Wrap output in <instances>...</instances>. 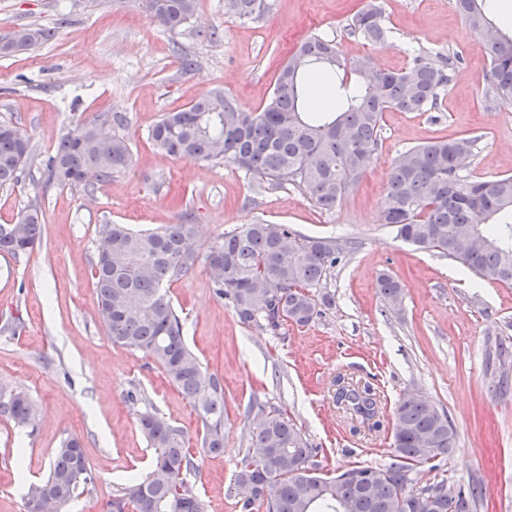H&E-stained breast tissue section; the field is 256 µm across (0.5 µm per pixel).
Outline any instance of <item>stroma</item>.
Segmentation results:
<instances>
[{
    "instance_id": "stroma-1",
    "label": "stroma",
    "mask_w": 512,
    "mask_h": 512,
    "mask_svg": "<svg viewBox=\"0 0 512 512\" xmlns=\"http://www.w3.org/2000/svg\"><path fill=\"white\" fill-rule=\"evenodd\" d=\"M267 2L252 20L230 13L224 0H199L190 27L171 32L139 0H0V42L27 26L54 33L32 51L0 54V122L22 127L34 149L20 182L0 187V224L36 204L45 225L29 255L0 254V383L27 393L41 411L32 434L0 418V512H26L25 486L47 472L67 436L81 440L100 481L63 512H106L113 487L144 473L153 455L126 398L135 385L185 431L191 452L200 449L193 406L144 353L112 344L99 321L91 276L99 225L192 224L203 248L257 222L355 246L326 278L333 305L309 325L274 333L241 324L205 265L170 284L188 345L224 387V450L201 456L190 478L207 512H240L231 485L247 452L254 421L245 410L253 401L294 420L318 448L322 473L390 462L391 430L352 435L354 417L333 401L339 373L376 384L384 416L409 392L446 410L456 430L444 458L449 477L482 478L476 512H512V388H500L512 381V355H495L499 341L512 342V285L416 249L380 220L391 163L410 147L473 136V178L512 174V106L483 101L485 44L452 0H376L390 37L375 46L347 31L369 0ZM314 35L335 40L346 58L370 57L380 71L402 70L418 54L452 69L435 109L384 113L374 159L335 210L292 186L155 150L149 128L212 89L261 109L291 52ZM186 57L194 69H183ZM115 112L127 118L130 169L95 187L50 183L48 160L61 137ZM385 272L405 286L400 312L384 307Z\"/></svg>"
}]
</instances>
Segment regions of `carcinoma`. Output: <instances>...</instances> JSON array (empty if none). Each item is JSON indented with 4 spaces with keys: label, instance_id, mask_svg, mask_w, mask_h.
I'll return each instance as SVG.
<instances>
[{
    "label": "carcinoma",
    "instance_id": "cac0c4a2",
    "mask_svg": "<svg viewBox=\"0 0 512 512\" xmlns=\"http://www.w3.org/2000/svg\"><path fill=\"white\" fill-rule=\"evenodd\" d=\"M241 19H254L266 0H228ZM198 0H155L147 16L170 32L189 27ZM469 27L494 31L486 44L490 58L484 100L512 105V31L499 27L485 0H455ZM349 34L381 44L387 40L382 9L369 3L352 18ZM51 31L22 28L0 44V53L28 51L50 40ZM448 69L417 55L396 72L373 68L369 58L350 61L332 40L319 35L302 42L282 67L275 88L259 112L244 109L220 90L169 112L149 130L153 146L169 157L221 161L278 186L308 192L332 211L373 158L383 113L428 112L451 82ZM126 119L96 117L67 132L49 160V178L58 186L87 183L86 171L106 183L131 164ZM476 139H441L411 147L394 158L384 186V223L396 237L420 249L438 251L462 263L476 277L512 284V174L473 179L458 159L473 156ZM27 133L0 123V186L19 181L32 156ZM101 246L92 264L98 316L112 343L139 350L156 361L202 420L201 451L224 448V388L205 370L185 341V323L164 291L166 284L205 262L216 295L228 301L240 321L259 330L292 322L307 325L333 304L316 294L345 247L336 239L304 237L286 224H245L212 242L205 254L195 244V225L166 224L133 231L121 224L99 229ZM42 236L41 209L31 206L11 224H0V253L15 258L30 252ZM390 311L402 305L404 286L391 275L379 280ZM336 404L361 424L380 428L378 391L366 381L336 377ZM0 417L14 427L36 431L40 411L23 391L0 384ZM138 429L154 457L149 471L117 488L108 512H205L187 476L199 468L185 446L183 429L152 408L137 412ZM456 433L448 413L429 398L409 393L396 404L392 424L394 461L357 467L339 478L324 477L312 448L296 423L279 409L261 410L247 454L233 478L241 512H337L336 494L349 512H416L419 496L435 498L441 512H474L484 493L473 477L455 485L438 471L420 483L415 466L448 454ZM98 476L77 437L54 450L47 475L26 487L27 512L48 493L60 505L90 495ZM247 486L249 497L240 496Z\"/></svg>",
    "mask_w": 512,
    "mask_h": 512
}]
</instances>
